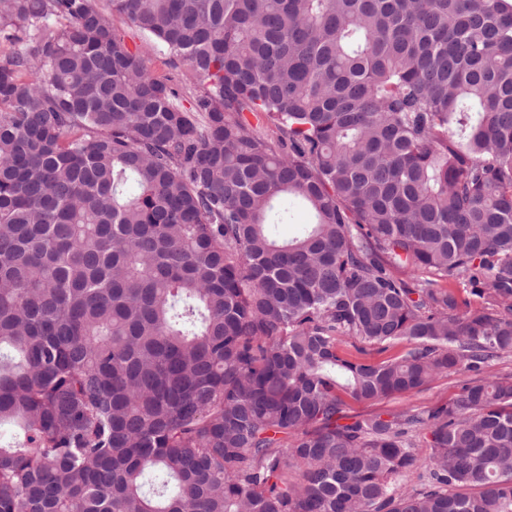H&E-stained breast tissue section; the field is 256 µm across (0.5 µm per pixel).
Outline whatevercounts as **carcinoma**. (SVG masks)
<instances>
[{
	"mask_svg": "<svg viewBox=\"0 0 512 512\" xmlns=\"http://www.w3.org/2000/svg\"><path fill=\"white\" fill-rule=\"evenodd\" d=\"M503 353L512 0H0V512H512ZM113 26L116 32L124 37L130 48L134 49L135 47H139L149 53L148 64L153 74L161 78L171 79L172 81L169 83L179 90L183 97V104L188 107L195 91L191 83H185L182 79V74L186 71V66L179 61H177L176 66H174L165 51L158 47L151 49L147 45L149 40L134 28L130 27L122 19L115 17ZM460 386L457 376L443 377L428 387L427 390L397 398L385 399L377 402H360L345 398L346 415L348 417L363 416L380 412H391L404 408H419L434 406L438 403H448L459 393Z\"/></svg>",
	"mask_w": 512,
	"mask_h": 512,
	"instance_id": "1",
	"label": "carcinoma"
}]
</instances>
